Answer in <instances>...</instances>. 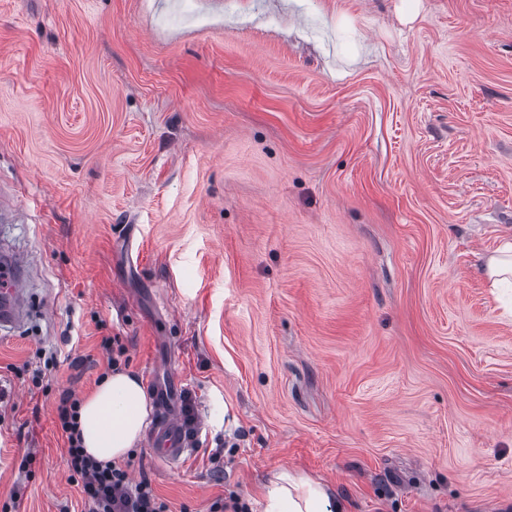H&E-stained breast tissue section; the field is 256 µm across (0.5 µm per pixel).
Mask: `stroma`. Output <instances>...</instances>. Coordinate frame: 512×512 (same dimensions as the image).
<instances>
[{
    "label": "stroma",
    "mask_w": 512,
    "mask_h": 512,
    "mask_svg": "<svg viewBox=\"0 0 512 512\" xmlns=\"http://www.w3.org/2000/svg\"><path fill=\"white\" fill-rule=\"evenodd\" d=\"M0 193V512H81L56 406L113 336L198 415L134 450L171 512H266L283 469L512 512V0H0ZM484 268L494 288L509 281L512 278V242L504 244L498 253L488 257ZM21 262L19 259H3L0 279V328H13L23 322L28 313L25 288L17 285ZM16 277V278H15ZM8 287L5 288V284ZM169 403L167 397L160 398L161 416L156 427L148 434V439L167 461L174 462L187 448H184L186 442L178 418L175 414L167 412Z\"/></svg>",
    "instance_id": "1"
}]
</instances>
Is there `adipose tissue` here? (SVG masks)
Instances as JSON below:
<instances>
[{"instance_id":"1","label":"adipose tissue","mask_w":512,"mask_h":512,"mask_svg":"<svg viewBox=\"0 0 512 512\" xmlns=\"http://www.w3.org/2000/svg\"><path fill=\"white\" fill-rule=\"evenodd\" d=\"M151 410L141 379L123 370L112 372L78 408L86 454L104 464L127 458L141 439ZM266 496L267 512H332L323 483L286 470L274 473Z\"/></svg>"}]
</instances>
